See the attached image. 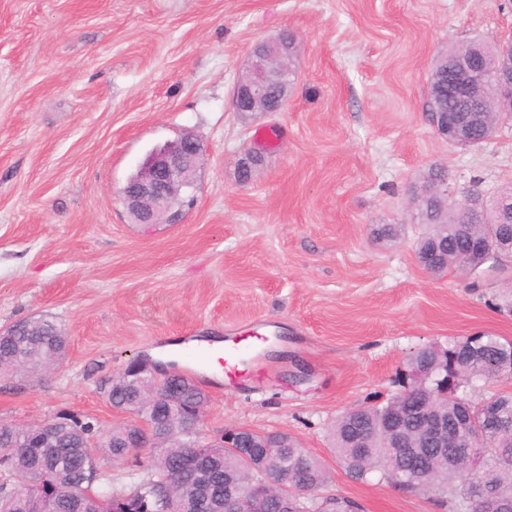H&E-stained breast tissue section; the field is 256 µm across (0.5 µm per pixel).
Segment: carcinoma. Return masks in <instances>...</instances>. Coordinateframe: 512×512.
<instances>
[{
    "instance_id": "cac0c4a2",
    "label": "carcinoma",
    "mask_w": 512,
    "mask_h": 512,
    "mask_svg": "<svg viewBox=\"0 0 512 512\" xmlns=\"http://www.w3.org/2000/svg\"><path fill=\"white\" fill-rule=\"evenodd\" d=\"M481 92L470 101L460 98L448 76L438 69L431 73L429 82V111L446 112L450 109L481 110L490 117L508 114L505 104L495 92L492 76L499 63L498 49L485 46L478 59ZM433 182L417 194L418 214L429 231L415 244L419 263L434 268L437 274L463 268L476 274L485 269L508 273V265L496 264L479 253L470 239L473 224H489L491 232L503 241L502 249H512V224H500L499 213L503 202L512 205V185L499 190L490 198L482 199L481 206L462 212L447 198L448 216L439 215L438 197L432 193ZM476 350L461 341L448 348V358L438 356L432 347L415 351L409 362L423 367H439L446 363L463 378L476 385L500 379L499 363L505 356L512 357V339L492 333L471 337ZM66 356V343L58 326L50 319L22 320L9 336H0V375L40 382L57 368ZM175 383L183 388L189 406L203 410L207 394L188 377L177 374ZM154 391L153 383L144 380L136 385H116L110 388L112 407L130 406L141 393ZM405 396L398 393L379 404L357 405L340 414L331 432V447L336 459L347 472L365 479L377 473L390 479L389 472L399 473L408 493H428L446 504L448 512H483L484 492L503 503L512 504V427L472 443V458L457 468L446 464L445 455L425 448V436L418 426L411 425L401 439L395 437L386 425L389 412L404 405ZM459 396L448 392L435 408L453 420ZM148 425L164 436L155 448H130V429L118 426L106 432L97 446L90 444L96 435L94 425L76 417H67L59 426L61 451L53 454L47 448H29L34 431L29 427L0 421V512H112L114 501L129 491L124 484L112 482L103 473L88 469L92 456L104 452L114 458H135L139 471L130 473L133 486L143 488L139 508L146 512H166L167 491L178 492L182 512H192L191 504L198 493L197 479L207 477L212 492L224 494V484L247 485L260 478L229 448L208 443L203 448L191 446L185 430L194 426L189 418L172 424L165 415H143ZM406 445L423 452L415 464L409 466L392 455L396 448ZM435 477L436 483L422 485L416 480L421 471ZM268 472L285 480L296 474L305 478L309 493L297 498V512H320L315 496L329 480L322 461L303 448L293 437L285 445L273 450Z\"/></svg>"
}]
</instances>
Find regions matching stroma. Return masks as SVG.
<instances>
[{
  "label": "stroma",
  "instance_id": "stroma-1",
  "mask_svg": "<svg viewBox=\"0 0 512 512\" xmlns=\"http://www.w3.org/2000/svg\"><path fill=\"white\" fill-rule=\"evenodd\" d=\"M299 50L283 111L237 112L252 46ZM512 34V0H0V329L46 317L67 356L42 382L0 383V420L127 423L101 389L133 359L191 369L210 396L201 437L283 431L363 512H445L433 496L351 477L336 418L398 393L417 349L490 332L503 280L427 272L407 200L428 173L453 198L512 184V120L448 144L427 119L433 60ZM204 148L193 203L136 224L120 192L151 150ZM256 152L257 177L238 165ZM383 224L404 240L377 238ZM281 341L244 382L189 366L216 340ZM184 344L169 356L166 346Z\"/></svg>",
  "mask_w": 512,
  "mask_h": 512
}]
</instances>
